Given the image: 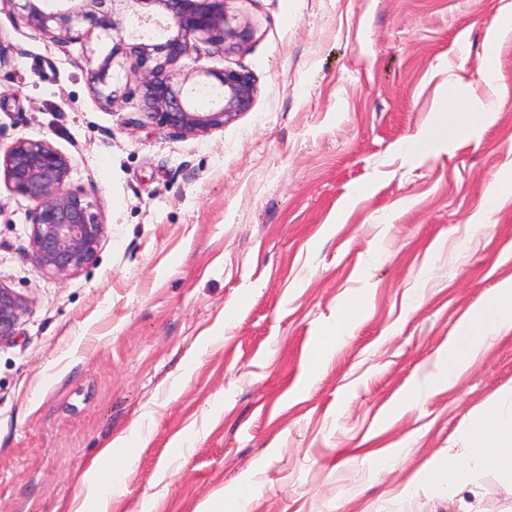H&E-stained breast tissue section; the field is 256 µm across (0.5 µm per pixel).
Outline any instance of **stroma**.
Listing matches in <instances>:
<instances>
[{"label":"stroma","instance_id":"obj_1","mask_svg":"<svg viewBox=\"0 0 512 512\" xmlns=\"http://www.w3.org/2000/svg\"><path fill=\"white\" fill-rule=\"evenodd\" d=\"M505 2L230 0L252 38L178 67L248 72L254 102L197 137L148 123L141 95L95 96L101 30L62 48L0 10V144L71 156L106 225L96 263L55 279L0 176V285L25 303L0 340V512H92L84 474L111 443L106 512H512L495 472L453 496L426 476L473 414L512 411V333L431 383L512 280V193L485 207L512 170V35L506 90L480 75ZM490 98L475 130L415 147L448 101Z\"/></svg>","mask_w":512,"mask_h":512}]
</instances>
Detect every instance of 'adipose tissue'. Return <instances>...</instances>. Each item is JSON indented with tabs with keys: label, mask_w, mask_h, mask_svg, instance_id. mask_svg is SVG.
Instances as JSON below:
<instances>
[{
	"label": "adipose tissue",
	"mask_w": 512,
	"mask_h": 512,
	"mask_svg": "<svg viewBox=\"0 0 512 512\" xmlns=\"http://www.w3.org/2000/svg\"><path fill=\"white\" fill-rule=\"evenodd\" d=\"M512 332V282L498 285L459 324L441 356V365L433 376L439 386H452L484 350L489 337ZM468 448L463 457L436 465L449 493H457L465 482L466 471L473 466L487 468L512 477V414L486 412L476 415L467 425ZM125 459L104 448L99 459L88 467L87 493L99 500L111 494L115 477L121 476Z\"/></svg>",
	"instance_id": "ef3b65f1"
}]
</instances>
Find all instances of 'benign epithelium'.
I'll return each mask as SVG.
<instances>
[{"instance_id":"benign-epithelium-1","label":"benign epithelium","mask_w":512,"mask_h":512,"mask_svg":"<svg viewBox=\"0 0 512 512\" xmlns=\"http://www.w3.org/2000/svg\"><path fill=\"white\" fill-rule=\"evenodd\" d=\"M230 0H25L24 23L51 38L58 46L80 37L82 22L110 34L119 31L115 16L123 14L161 38L147 33L128 43L112 46L91 69L92 90L106 104L117 101L111 70L123 55L128 78L145 102L147 121L178 136H203L248 111L255 96L251 75L234 69H204L206 80L185 87L189 75L177 80V64L199 44L230 51L251 39L252 28L235 23L228 14ZM217 91L216 107L200 111L193 106L196 92ZM70 156L49 141L18 138L0 158V168L10 189L34 203L32 256L38 267L56 277L70 276L93 264L104 236L105 224L96 202L82 190L67 188L72 169ZM23 308L21 297L0 285V339L14 335Z\"/></svg>"}]
</instances>
